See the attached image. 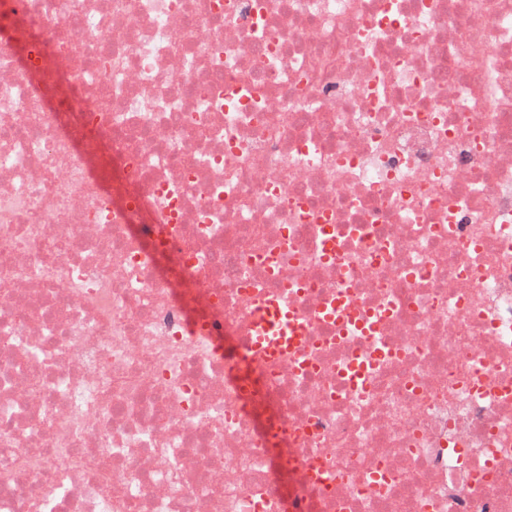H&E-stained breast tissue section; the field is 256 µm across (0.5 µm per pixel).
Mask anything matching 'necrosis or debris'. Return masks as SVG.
Returning <instances> with one entry per match:
<instances>
[{
    "mask_svg": "<svg viewBox=\"0 0 512 512\" xmlns=\"http://www.w3.org/2000/svg\"><path fill=\"white\" fill-rule=\"evenodd\" d=\"M0 512H512V0H0Z\"/></svg>",
    "mask_w": 512,
    "mask_h": 512,
    "instance_id": "necrosis-or-debris-1",
    "label": "necrosis or debris"
}]
</instances>
